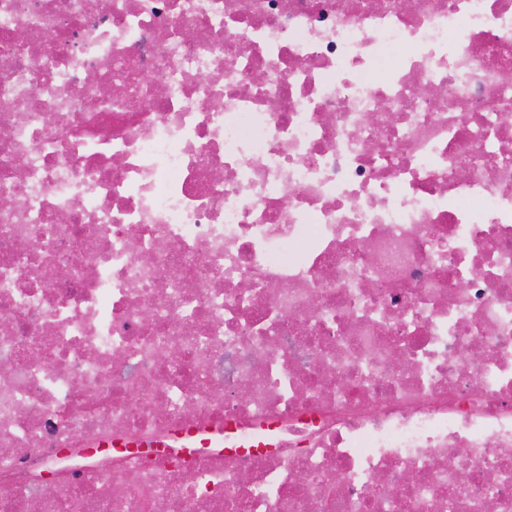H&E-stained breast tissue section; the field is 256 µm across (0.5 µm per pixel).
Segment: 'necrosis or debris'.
Masks as SVG:
<instances>
[{
  "mask_svg": "<svg viewBox=\"0 0 512 512\" xmlns=\"http://www.w3.org/2000/svg\"><path fill=\"white\" fill-rule=\"evenodd\" d=\"M0 101V512H512V0H0ZM205 435L211 436L210 438ZM173 438L182 443L184 448H196L197 446L209 445L212 438L220 445H224V429L219 431H199L194 428H184L177 431Z\"/></svg>",
  "mask_w": 512,
  "mask_h": 512,
  "instance_id": "necrosis-or-debris-1",
  "label": "necrosis or debris"
}]
</instances>
